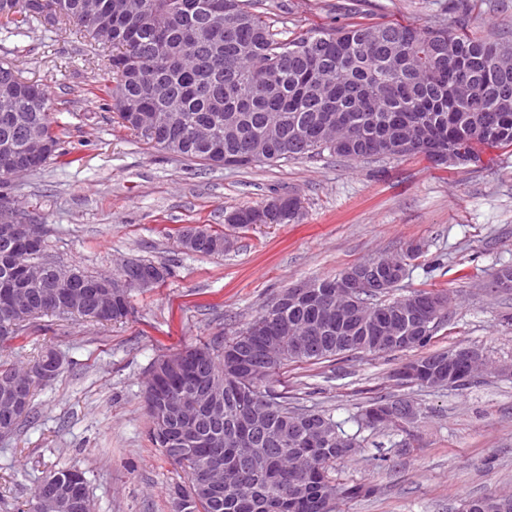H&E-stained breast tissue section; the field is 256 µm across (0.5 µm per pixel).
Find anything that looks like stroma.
<instances>
[{
  "label": "stroma",
  "instance_id": "35a3bbf8",
  "mask_svg": "<svg viewBox=\"0 0 512 512\" xmlns=\"http://www.w3.org/2000/svg\"><path fill=\"white\" fill-rule=\"evenodd\" d=\"M281 38L348 24L441 21L490 36L512 35V0H261ZM42 84L63 151L15 178L4 192L42 226L55 261L93 274L126 261L163 263L172 275L132 294V314L98 324L44 315L0 352L21 368L41 351L62 357L59 375L39 386L34 412L0 436V512H17L37 480L75 467L85 473L93 512H174L171 486L185 480L149 437V370L160 356L225 341L294 284L332 278L345 267L422 253L392 292L444 290L447 322L430 350L475 345L495 372L464 387L426 388L395 380L410 352L355 354L293 363L276 389L293 406L323 410L356 435L352 455L331 465L337 483H365L371 496L338 500L336 512H456L461 500L512 495V291L490 276L512 265V147L483 150L476 165L435 166L422 155L346 161L329 155L274 166L209 167L172 157L123 130L97 97L112 74L72 26L0 31V58ZM275 196L301 200L295 224L233 232L223 255L182 249L172 230L220 229L227 212ZM409 401L415 423L359 428L360 406Z\"/></svg>",
  "mask_w": 512,
  "mask_h": 512
}]
</instances>
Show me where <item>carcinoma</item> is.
<instances>
[{
    "mask_svg": "<svg viewBox=\"0 0 512 512\" xmlns=\"http://www.w3.org/2000/svg\"><path fill=\"white\" fill-rule=\"evenodd\" d=\"M117 0H0V30L20 33L25 28L53 27L61 22L75 25V33L89 43L112 47L107 64L113 84L103 89L113 101L112 111L121 127L139 140L165 152L209 166L229 165L233 158L252 155L254 162L274 165L288 159L312 158L328 153L357 161L397 155L375 150L394 144L409 127L419 130L418 144L403 154H423L438 165H467L481 161L484 149L512 146V38L479 37L452 31L440 21L427 26L400 23L351 24L279 39L251 0H144L138 12L116 8ZM224 14V27L207 24L213 7ZM13 89L11 111L0 107V183L9 178V156L29 152V136L37 130L59 144L48 97L36 82L22 77L14 64L0 60V99ZM134 96L142 110L162 122L171 112L185 116L181 130L166 140L154 138L117 103ZM283 118L282 140L292 144L288 154L278 153L267 136V122ZM335 120L345 129L344 143L321 141L322 125ZM301 202L272 212L266 206H245L226 218L231 229L262 224H290L299 219ZM193 228L176 232L181 247L203 255L224 254L222 230L206 228L208 237L188 242ZM40 264L47 276L25 285L27 311L4 318L0 313V350L20 338L24 323L45 313L78 314L99 323H118L132 313L130 295L112 299V314L99 318L60 303L43 302L53 287L57 263L46 252L0 236V284L16 279L23 268ZM157 269L170 274L161 263L133 262L126 275L134 277ZM407 271L389 276V287L378 294L357 296L372 313L369 325L358 320L322 322L309 302L279 306L266 304L253 321L301 334L314 330L316 349L301 352L286 344L270 355L249 354L252 324L224 343H203L185 348L187 353H211L207 367L186 364L185 372L161 387L148 380L146 404L152 420L154 447L187 474V482L174 491L176 512H333V490L345 499L372 494L371 487L356 483L336 487L329 476L330 464L348 457L357 445L333 416L323 411L288 406L273 389L274 376L290 362H318L349 353H376L367 344L345 346L351 336H381L382 329L416 336L413 348L428 346L447 321L413 329L405 302L412 297L438 298L441 292L416 290L394 300L384 296L405 279ZM495 290L512 289V267L498 269L491 278ZM236 349L250 355V372L232 373L224 363V351ZM456 350H439L416 359L425 376L419 385L429 387L430 376L448 371V356ZM51 352L43 354L28 371L31 378L23 412L11 427H18L33 412L34 389L53 380L58 370L41 375ZM224 386L219 418L199 416L184 433V447L163 432L160 420L168 402L189 399L206 383ZM250 391L257 409L267 416L254 425L255 452L237 456L243 403L235 390ZM326 425L329 436L309 461L311 475L295 471L292 462L309 451L308 431L315 423ZM217 459L224 467V493L208 494L201 485L205 466ZM483 512H512V495L489 493L479 497Z\"/></svg>",
    "mask_w": 512,
    "mask_h": 512,
    "instance_id": "carcinoma-1",
    "label": "carcinoma"
}]
</instances>
